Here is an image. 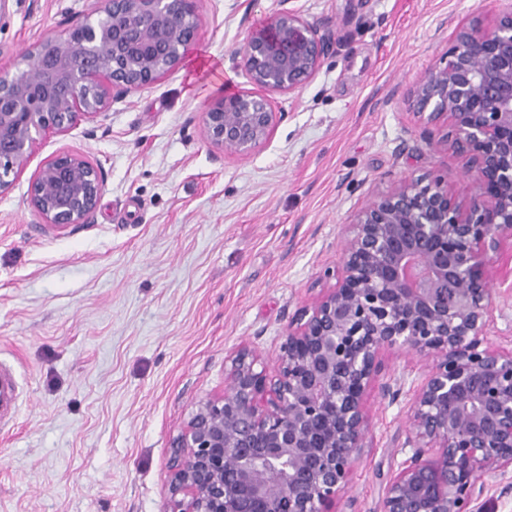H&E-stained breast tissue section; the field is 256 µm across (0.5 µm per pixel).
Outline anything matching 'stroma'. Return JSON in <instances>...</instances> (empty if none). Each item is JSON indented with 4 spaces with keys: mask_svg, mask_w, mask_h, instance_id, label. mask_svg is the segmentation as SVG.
Instances as JSON below:
<instances>
[{
    "mask_svg": "<svg viewBox=\"0 0 512 512\" xmlns=\"http://www.w3.org/2000/svg\"><path fill=\"white\" fill-rule=\"evenodd\" d=\"M93 0H7L0 67L81 22ZM326 26L332 48L292 93H265L239 50L286 9ZM501 0H196L199 30L178 67L116 95L103 114L39 138L0 194V361L19 396L0 428V512H164L176 438L196 402L223 394L225 358L254 348L274 367L288 319L341 257L342 227L405 175L464 159L428 147L411 102L421 73ZM267 95L265 142L227 154L206 139L208 105ZM71 151L98 164L88 223H42L32 177ZM487 337L512 345V284L495 283ZM378 383L419 382L426 361L388 349ZM370 431L337 512H382L402 460L407 399H367Z\"/></svg>",
    "mask_w": 512,
    "mask_h": 512,
    "instance_id": "35a3bbf8",
    "label": "stroma"
}]
</instances>
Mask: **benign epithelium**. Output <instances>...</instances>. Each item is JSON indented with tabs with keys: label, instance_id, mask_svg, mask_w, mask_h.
<instances>
[{
	"label": "benign epithelium",
	"instance_id": "obj_1",
	"mask_svg": "<svg viewBox=\"0 0 512 512\" xmlns=\"http://www.w3.org/2000/svg\"><path fill=\"white\" fill-rule=\"evenodd\" d=\"M67 31L0 68V194L38 137L103 113L112 94L154 83L196 41L194 0H95ZM321 28L294 9L249 32L242 61L257 86L301 89L328 55ZM413 106L467 160L472 192L444 178L389 182L344 228L332 287L288 322L276 367L243 345L225 358L227 390L198 402L173 440L165 512H336L370 420L368 391L398 348L433 361L413 392L404 447L382 512H483L478 474L512 470V348L487 340L494 280L512 275V0L492 25L462 26L427 67ZM278 113L264 96H226L204 112L209 142L245 153ZM99 166L62 151L32 178L44 224H85L102 190Z\"/></svg>",
	"mask_w": 512,
	"mask_h": 512
}]
</instances>
